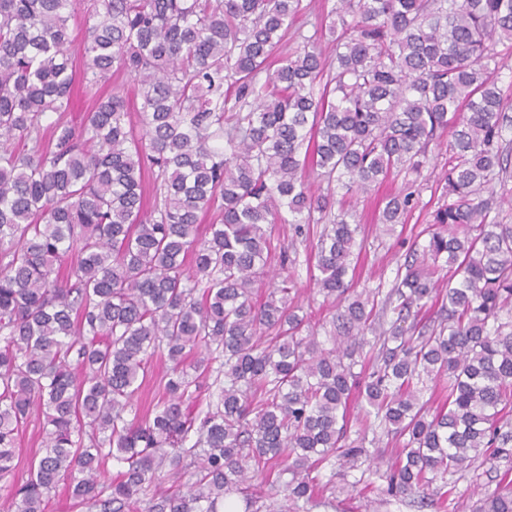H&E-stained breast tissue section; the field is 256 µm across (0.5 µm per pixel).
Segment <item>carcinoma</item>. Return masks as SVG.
<instances>
[{"mask_svg":"<svg viewBox=\"0 0 512 512\" xmlns=\"http://www.w3.org/2000/svg\"><path fill=\"white\" fill-rule=\"evenodd\" d=\"M304 10L100 0L77 74V0H0L3 512H45L62 484L85 512H224L232 492L243 512H313L336 493V461L367 455L348 436L362 374L368 427L401 443L385 495L423 502L430 488L443 504L449 471L504 460L475 512H512V224L483 197L512 167V106L490 76L512 0H337L286 53ZM116 69L136 82L140 134L126 96L99 92ZM77 82L93 103L75 123ZM446 130L447 202L426 245L385 297L354 292L361 225L343 205L331 215L332 186L348 196L417 172ZM416 205L391 194L378 222ZM326 218L309 280L335 308L330 348L291 296L288 248L270 272L274 225L300 234ZM156 359L168 373L142 414ZM425 376L448 379L435 409L417 394ZM34 418L45 454L24 468ZM109 459L122 470L102 483Z\"/></svg>","mask_w":512,"mask_h":512,"instance_id":"obj_1","label":"carcinoma"}]
</instances>
